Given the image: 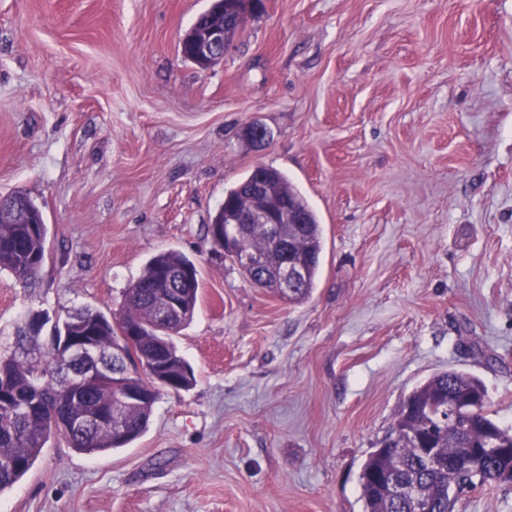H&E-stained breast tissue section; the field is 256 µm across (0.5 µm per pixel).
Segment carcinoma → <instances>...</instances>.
<instances>
[{
    "label": "carcinoma",
    "mask_w": 512,
    "mask_h": 512,
    "mask_svg": "<svg viewBox=\"0 0 512 512\" xmlns=\"http://www.w3.org/2000/svg\"><path fill=\"white\" fill-rule=\"evenodd\" d=\"M240 7V0H219L199 17V28ZM266 180L284 197L293 199L307 217L301 235L293 244L295 251L303 257L307 277L302 287L288 299L290 303L300 304L310 298L319 275L323 251L321 224L306 198L282 173L269 168ZM36 220L34 214L28 224H0V270L9 271L15 279L25 283L35 280L46 257V225L38 224ZM237 248L260 253L271 265L281 257V249L264 224L253 225L237 242ZM163 273H188L192 278H198L195 265L176 251H162L147 262L141 276L127 289L118 323L120 328L133 325L140 329L138 361L120 366L118 373H131L141 381L147 377V372L135 370L137 364L151 366L163 361L172 377L180 381V385L172 388L178 392L190 387L194 376L180 355L174 336L191 321L198 289L174 286L161 289L159 276ZM173 293L179 294L187 316L164 324L157 321L154 308L160 296ZM73 317L83 321L93 332L95 344L103 356L110 357L125 349V338L100 311L84 308ZM61 336L62 329L58 327L50 347L39 360L29 359L21 352L0 354V492L13 486L31 469L51 440L62 438L70 447L87 454L123 448L143 431L150 417L151 401L128 409L127 434L121 440L112 436V427L108 425L66 429L75 423L82 425L95 410L110 405L113 384L120 382V378H109L84 391L70 389L66 362L58 347ZM484 393L486 388L478 378L453 370L437 373L417 386L392 423L388 437H397L394 447L371 452L362 466L359 481L364 512H412L408 501L387 497L378 484V478L387 476L391 470L395 471L396 478L419 486L432 503L431 512H453L454 500L446 487L450 479L459 481L463 490L477 483L483 485L512 478L507 474L512 469V455L485 457L472 471L461 476L427 468L417 446L416 437L431 429L435 436L434 446L445 462L467 456L472 447L488 438L499 448H512V428H504L490 417L486 400L467 415L448 418L445 407L465 405Z\"/></svg>",
    "instance_id": "obj_1"
}]
</instances>
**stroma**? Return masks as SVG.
I'll list each match as a JSON object with an SVG mask.
<instances>
[{"label": "stroma", "mask_w": 512, "mask_h": 512, "mask_svg": "<svg viewBox=\"0 0 512 512\" xmlns=\"http://www.w3.org/2000/svg\"><path fill=\"white\" fill-rule=\"evenodd\" d=\"M263 3L203 71L180 41L210 0H0V196L47 225L35 286L0 271V353L43 313L32 358L82 308L119 322L160 251L200 283L175 338L193 386L127 447L52 441L0 512H363L365 459L450 369L512 427V0ZM259 165L322 226L301 304L208 233ZM454 512H512V481Z\"/></svg>", "instance_id": "35a3bbf8"}]
</instances>
